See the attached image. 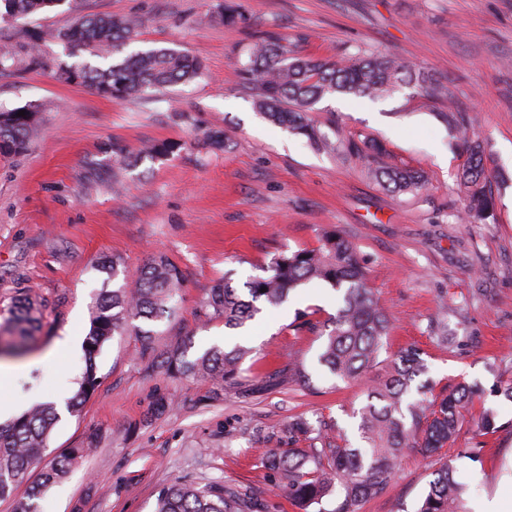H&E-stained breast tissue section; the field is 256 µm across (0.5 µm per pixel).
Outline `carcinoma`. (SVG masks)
I'll use <instances>...</instances> for the list:
<instances>
[{
	"label": "carcinoma",
	"mask_w": 512,
	"mask_h": 512,
	"mask_svg": "<svg viewBox=\"0 0 512 512\" xmlns=\"http://www.w3.org/2000/svg\"><path fill=\"white\" fill-rule=\"evenodd\" d=\"M59 2L0 0L4 5L0 20L24 21ZM217 19L234 27H246L250 21L244 6L235 0H225ZM136 28V22L127 18L81 15L70 28L38 36V41L29 46L27 66L32 70L49 68L40 42H58L68 56L77 58L57 67L59 78L71 83L77 77L79 85L125 101L142 100L150 92H162L202 74L198 58L174 48L148 49L114 60V55L134 37ZM85 52L105 61V65L78 60ZM246 54L237 76L245 88L253 91L255 109L264 119L305 137L314 149L366 158L369 177L395 195L419 194L426 189L427 176L384 161L387 150L373 139L330 136L310 121L308 112L336 93L383 99L403 87L425 102H448V109L439 116L450 130L463 134L466 144V161L456 179L464 206L454 218L476 224L492 215L495 188L504 178L493 167L489 142L468 136L469 120L454 105L452 92L429 73L387 51L358 52L336 59L291 54L272 33L255 38ZM23 110V116L18 115L17 108L0 110L1 158L20 153L28 145L38 110L32 105ZM169 152L170 146L153 144L123 157L122 164L132 168L146 158H159ZM264 272L248 284L246 299L230 281L216 284L203 302L205 317L221 318L224 326L238 328L258 312L256 302L278 307L291 290L308 281H323L341 293V305L321 324L324 342L318 365L338 378L358 380L377 364L390 320L369 286L355 245L342 231L335 227L323 231L320 245L314 249L279 252ZM182 286L179 268L170 259L158 256L145 264L135 281H125L112 290L104 288L95 295L84 344L85 369L79 390L66 403L68 413L80 411L97 389L96 358L105 343L132 331L143 343L153 345L160 332L148 324L172 313V301ZM41 314V302L31 296L14 302L9 317L0 324V335L6 333L13 338L8 344L9 353L19 356L29 350L40 330ZM188 349L185 342L172 348L165 346L158 350L150 367L232 384L249 353L241 345L230 349L213 345L190 358ZM427 371L416 347L404 349L391 360L389 374L366 388V402L357 411L359 446L333 436V428L326 422L316 428L304 415L294 418L288 425L290 447L264 448L259 453L262 466L274 476L279 495L299 512H361L367 501L385 491L406 449L417 448L425 456L440 454L471 414L475 388L463 382L430 400L428 382L420 380ZM58 418L57 406L42 402L11 423L0 424V499L13 500V512H40L39 500L45 491L87 452L85 448H72L60 455L39 484L25 497L14 498L18 481L42 461ZM300 439L308 441V447H291ZM466 491L467 487L455 479L452 464L444 461L434 472L417 512H467ZM331 499L335 507L328 509L326 504ZM153 512H257V503L222 482L204 486L176 482L159 493Z\"/></svg>",
	"instance_id": "carcinoma-1"
}]
</instances>
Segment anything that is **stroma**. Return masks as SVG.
<instances>
[{"label":"stroma","mask_w":512,"mask_h":512,"mask_svg":"<svg viewBox=\"0 0 512 512\" xmlns=\"http://www.w3.org/2000/svg\"><path fill=\"white\" fill-rule=\"evenodd\" d=\"M221 2L82 0L83 13L136 19L132 50L174 47L203 61L202 78L136 102L59 80L54 67L68 57L56 42L42 45L52 68H27L36 35L74 23L67 0L24 24L0 21V47L13 56L0 72V109H39L27 149L0 157V322L21 294L45 305L39 337L0 397L19 414L75 394L93 295L106 278L101 266L115 256L130 280L159 253L182 272L158 345L188 340L196 354L238 342L251 350L237 385L223 387L150 370L139 338H112L96 359L97 390L79 414L57 422L43 462L91 437L96 446L47 489L41 512H152L177 480L221 481L249 492L263 512H293L276 496L259 449L287 446L288 424L302 414L335 421L359 440L352 411L365 401L363 384L316 373L306 385L286 373L294 360L314 362L323 343L317 324L335 314L338 295L322 282L303 285L239 330L205 319L201 304L225 273L244 287L275 253L318 247L330 226L355 243L391 317L389 352L419 348L433 394L476 382L475 408L498 412L497 431L483 436L467 423L446 449L469 487L468 512L496 494L512 496V402L498 394L512 381V0H242L246 28L215 21ZM265 31L304 54L387 50L433 73L505 176L492 217L450 218L462 207L455 175L466 153L449 147L437 105L410 89L376 101L335 94L311 117L324 131L374 138L390 162L424 170L429 184L416 196L384 191L362 159L315 151L261 118L236 73L245 46ZM215 131L222 146L207 141ZM158 143L173 152L126 172L103 163L109 147ZM452 302L464 305L453 316ZM442 318L454 348L431 333ZM67 336L72 348L52 355ZM160 396L172 402L169 413H153ZM474 446L476 461L466 455ZM438 466L405 451L385 493L363 512H417Z\"/></svg>","instance_id":"obj_1"}]
</instances>
